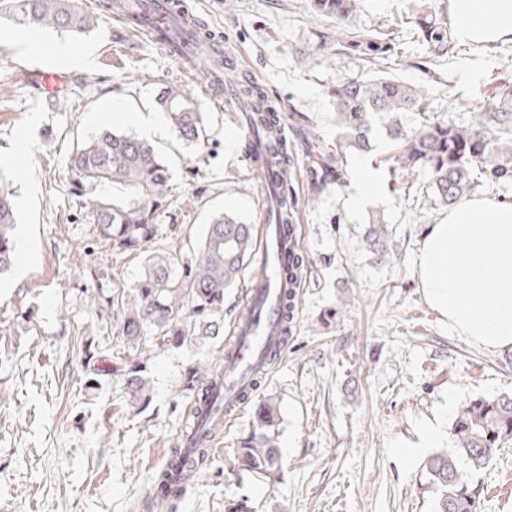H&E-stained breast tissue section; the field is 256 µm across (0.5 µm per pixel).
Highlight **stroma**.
Returning a JSON list of instances; mask_svg holds the SVG:
<instances>
[{"instance_id": "obj_1", "label": "stroma", "mask_w": 512, "mask_h": 512, "mask_svg": "<svg viewBox=\"0 0 512 512\" xmlns=\"http://www.w3.org/2000/svg\"><path fill=\"white\" fill-rule=\"evenodd\" d=\"M186 2L240 55L238 74L258 80L284 112L305 114L322 154L335 148L328 91L337 81L392 76L425 87L432 117L465 126L489 75L512 66V43H460L445 57L429 54L415 28L400 21L415 0H360L357 27L394 25L396 53L373 65L359 55L304 56L331 25L312 20L309 0ZM59 45L91 52L93 63L62 65L68 87L45 103L22 68L38 55L53 63ZM206 76L183 73L148 37L106 15L79 37L25 30L0 16V179L15 191L18 212L17 261L0 280V512H146L153 477L180 433L182 375L224 352L219 341L147 348L152 399L141 413L127 406L120 376L88 388L82 352L88 338L114 343L117 315L97 312L96 289L121 294L143 272L141 258L113 257L93 233L90 203L111 188H75L70 166L77 145L102 128L140 134L137 124L113 119L114 107L156 112L157 91L175 85L190 89L209 116L202 152L186 148L168 126L153 139L172 173L156 248L189 259L215 212L257 219L262 186L239 149L232 114L206 97ZM284 135L307 267L288 344L258 389L280 402L282 467L271 481L239 474L235 448L251 418L243 411L176 512H229L232 500L251 512H436L423 464L432 451L452 448L450 430L464 406L512 394V351L473 344L427 304L415 258L431 225L428 176L417 173L406 191L390 192L377 166L390 148L383 124L374 126L372 153L350 155V182L313 205L300 135L290 126ZM362 168L377 191L359 204L352 179ZM375 214L392 228L388 262L363 242ZM431 422L441 423L443 438L413 450ZM509 474L512 441L486 468L467 472L479 512H512Z\"/></svg>"}]
</instances>
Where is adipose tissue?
<instances>
[{
    "mask_svg": "<svg viewBox=\"0 0 512 512\" xmlns=\"http://www.w3.org/2000/svg\"><path fill=\"white\" fill-rule=\"evenodd\" d=\"M457 41L512 42V0H448ZM415 272L432 310L489 350H512V203L474 198L431 226Z\"/></svg>",
    "mask_w": 512,
    "mask_h": 512,
    "instance_id": "obj_1",
    "label": "adipose tissue"
}]
</instances>
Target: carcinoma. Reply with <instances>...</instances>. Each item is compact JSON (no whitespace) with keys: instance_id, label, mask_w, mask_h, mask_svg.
Masks as SVG:
<instances>
[{"instance_id":"1","label":"carcinoma","mask_w":512,"mask_h":512,"mask_svg":"<svg viewBox=\"0 0 512 512\" xmlns=\"http://www.w3.org/2000/svg\"><path fill=\"white\" fill-rule=\"evenodd\" d=\"M27 30L52 28L72 33L97 28L100 15L80 9L75 0H0V11ZM356 0H312L311 14L329 18L332 27L323 32L318 48L333 50L341 59L353 53L368 62L393 49L389 34L362 32L353 25ZM406 23L417 30L430 54L448 55L447 17L435 0L421 4ZM224 83L234 88L236 99L246 105L242 121L253 138L266 145L270 156L279 157L282 191L272 221L291 226L295 205L288 197L291 159L281 146L283 115L277 104L258 86L224 70ZM336 110V152L308 155L311 191L315 204L332 185L345 182L347 154L370 149L375 120L385 119L387 137L394 152L387 158L393 175L403 179L427 171L432 188L426 212L450 207L468 196L478 180H512V77L497 75L464 127L430 120L427 95L421 86L391 78H356L338 81L330 90ZM160 111L177 136L197 149L205 145L206 113L193 92L167 86L155 98ZM407 113L420 117L414 126L404 124ZM71 168L80 184L109 186L112 197L100 198L90 210L99 240L121 257L143 256L144 273L120 299L121 316L113 326L119 346L132 352L131 364L123 370L128 404L141 411L151 402L140 360L141 349L177 348L188 341H209L224 335V297L237 287L251 265L256 249L255 225L218 212L207 225L197 254L184 260L172 253L152 249L158 228L156 214L167 203L171 172L168 161L147 140L114 128H103L87 139L71 158ZM14 194L0 185V276L16 260ZM392 229L379 217L368 225L364 236L367 251L379 259L391 258L388 242ZM84 364L94 378L112 376V355L95 342L83 344ZM219 375L212 367L192 365L183 374L182 394L195 403L196 413L186 417L181 439L196 441L194 460L184 463L182 450L171 452L172 461L186 465L184 481L195 477L208 459L206 427L202 411L221 406L214 393ZM280 406L267 396L258 400L251 425L240 440L238 468L253 477L274 478L281 465ZM454 448L429 457L423 466L440 492L437 512H477V490L469 486L460 464L477 471L487 466L501 445L512 441V396L476 399L462 408L452 425Z\"/></svg>"}]
</instances>
